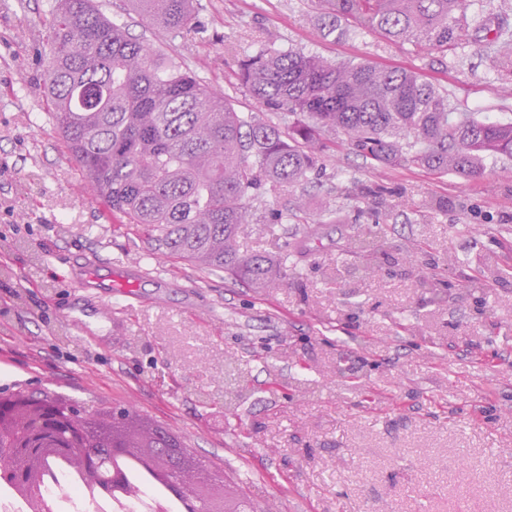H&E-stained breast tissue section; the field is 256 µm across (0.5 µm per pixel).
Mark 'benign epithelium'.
Instances as JSON below:
<instances>
[{"label":"benign epithelium","mask_w":512,"mask_h":512,"mask_svg":"<svg viewBox=\"0 0 512 512\" xmlns=\"http://www.w3.org/2000/svg\"><path fill=\"white\" fill-rule=\"evenodd\" d=\"M89 417L71 404L24 409L0 401V484L30 500L32 512H53L41 487L47 463L65 457L82 472L90 491L112 493L123 480L118 461L131 454L163 478L174 495L184 499L190 512H231L224 507V480L200 476L183 448L158 432L145 438L106 427L97 447H85Z\"/></svg>","instance_id":"benign-epithelium-1"}]
</instances>
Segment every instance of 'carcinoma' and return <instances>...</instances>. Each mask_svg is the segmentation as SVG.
Here are the masks:
<instances>
[{
  "label": "carcinoma",
  "instance_id": "1",
  "mask_svg": "<svg viewBox=\"0 0 512 512\" xmlns=\"http://www.w3.org/2000/svg\"><path fill=\"white\" fill-rule=\"evenodd\" d=\"M154 28H190L193 0H132ZM331 25L354 23L443 55L459 45L512 67V30L473 0H317ZM46 75L52 120L85 183L155 249L262 286L288 257L243 254L250 203L304 182L321 132L380 165L475 175L488 157H512V122L488 123L448 105L416 73L369 61L261 51L238 77L270 112L301 120L288 130L239 112L154 45L111 23L93 0H58Z\"/></svg>",
  "mask_w": 512,
  "mask_h": 512
}]
</instances>
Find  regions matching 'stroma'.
Listing matches in <instances>:
<instances>
[{"mask_svg": "<svg viewBox=\"0 0 512 512\" xmlns=\"http://www.w3.org/2000/svg\"><path fill=\"white\" fill-rule=\"evenodd\" d=\"M240 112V61L294 49L413 70L451 105L512 121V67L352 26L324 34L310 0H194V27H144L94 0ZM56 0H0V394L129 409L223 469L255 512H512V159L438 176L373 166L324 132L307 183L262 195L242 253L287 256L254 288L154 253L86 189L48 115ZM348 184L353 198L330 196ZM385 207L373 210L378 190ZM306 199V215L272 210ZM83 263L140 270L112 291L111 340L70 318Z\"/></svg>", "mask_w": 512, "mask_h": 512, "instance_id": "stroma-1", "label": "stroma"}]
</instances>
